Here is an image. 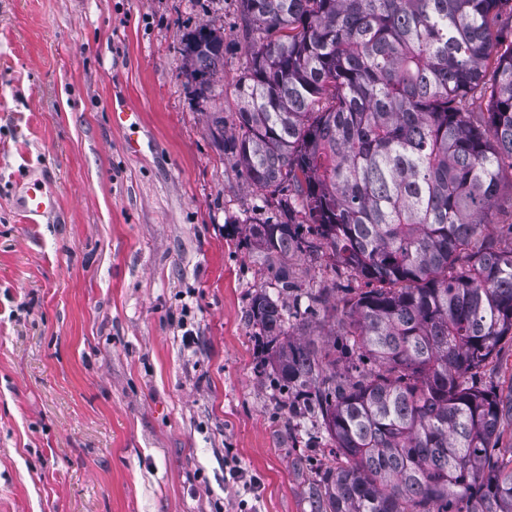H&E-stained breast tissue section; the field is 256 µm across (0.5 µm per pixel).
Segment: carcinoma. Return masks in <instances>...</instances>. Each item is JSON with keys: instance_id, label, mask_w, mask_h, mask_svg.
Returning <instances> with one entry per match:
<instances>
[{"instance_id": "1", "label": "carcinoma", "mask_w": 512, "mask_h": 512, "mask_svg": "<svg viewBox=\"0 0 512 512\" xmlns=\"http://www.w3.org/2000/svg\"><path fill=\"white\" fill-rule=\"evenodd\" d=\"M240 134L208 115L282 221L261 252L327 253L371 288L341 310L342 348L260 289L249 322L288 409L322 418L338 464L312 512H512V417L480 369L512 336V248L488 240L512 182V0H241ZM204 101L224 74L210 24L183 44ZM303 215L316 241L301 236ZM334 288L304 292L305 312ZM295 324H290V319ZM296 328L298 334L290 333Z\"/></svg>"}]
</instances>
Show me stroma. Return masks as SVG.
Here are the masks:
<instances>
[{
    "label": "stroma",
    "instance_id": "35a3bbf8",
    "mask_svg": "<svg viewBox=\"0 0 512 512\" xmlns=\"http://www.w3.org/2000/svg\"><path fill=\"white\" fill-rule=\"evenodd\" d=\"M203 23L224 34L229 139L240 0H0V512H311L337 464L248 321L257 289L306 301L249 234L277 193L249 186L187 85L183 40ZM116 98L140 114L137 154ZM32 169L59 198L46 224L11 206ZM287 264L339 306L364 287L320 252ZM480 379L512 394V338Z\"/></svg>",
    "mask_w": 512,
    "mask_h": 512
}]
</instances>
